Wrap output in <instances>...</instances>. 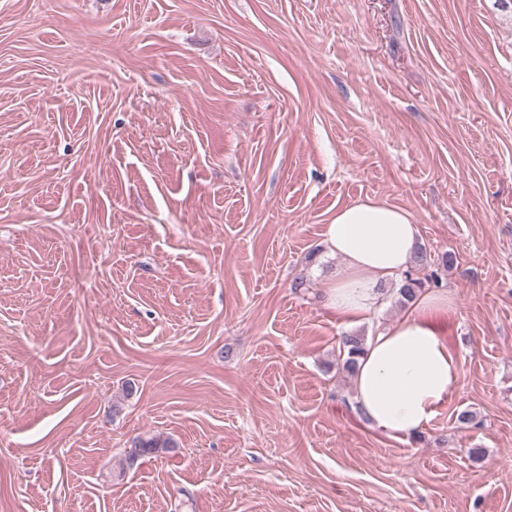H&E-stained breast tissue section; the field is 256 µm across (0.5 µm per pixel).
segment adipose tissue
<instances>
[{
	"instance_id": "ef3b65f1",
	"label": "adipose tissue",
	"mask_w": 512,
	"mask_h": 512,
	"mask_svg": "<svg viewBox=\"0 0 512 512\" xmlns=\"http://www.w3.org/2000/svg\"><path fill=\"white\" fill-rule=\"evenodd\" d=\"M419 238L411 215L388 203L367 199L338 209L324 233L326 249L344 263L328 290L337 317L354 324L381 310L384 286L410 264ZM455 307L446 292L419 295L368 341L354 392L371 428L404 440L423 432L446 404L460 376L447 330Z\"/></svg>"
}]
</instances>
